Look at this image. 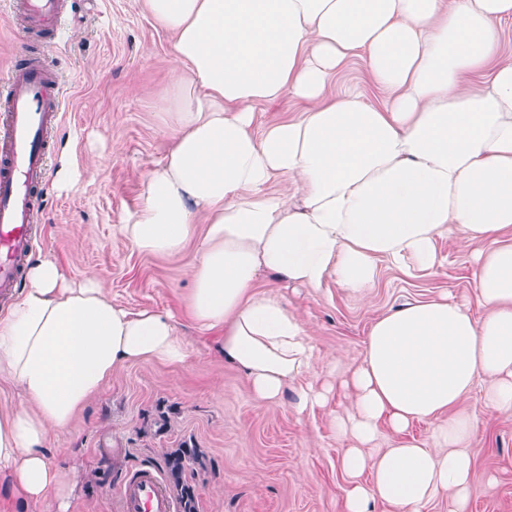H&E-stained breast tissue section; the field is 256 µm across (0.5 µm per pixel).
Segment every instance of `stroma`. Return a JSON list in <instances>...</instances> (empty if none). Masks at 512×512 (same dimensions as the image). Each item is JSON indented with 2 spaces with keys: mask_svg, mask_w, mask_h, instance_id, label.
Returning <instances> with one entry per match:
<instances>
[{
  "mask_svg": "<svg viewBox=\"0 0 512 512\" xmlns=\"http://www.w3.org/2000/svg\"><path fill=\"white\" fill-rule=\"evenodd\" d=\"M41 42L21 37L8 0H0V76L25 45ZM172 56L170 34L153 22L143 0H74L52 58L64 80L65 107L51 133L33 252L52 257L74 279L95 273L126 308L172 314L189 349L181 364L119 366L70 430L53 437V461L77 471L69 512H118L115 490L132 470H163L164 452L185 441L206 459L194 480L198 512H343L347 478L337 460L346 444L331 423L332 414L353 403L343 377L361 363L375 317L404 301L467 297L472 315L481 318L472 249L456 236L442 237L437 272L410 279L386 271L362 299L332 283L286 288L275 276L264 277L262 287L284 292L312 329L311 380L333 390L326 407L308 414L290 403L257 400L244 374L221 355L219 337L199 334L188 317L193 248L178 256L144 255L118 229L169 148L159 104L176 77ZM66 143L78 172L63 187L58 170ZM462 407L479 417L471 512H512V415L485 411L478 387Z\"/></svg>",
  "mask_w": 512,
  "mask_h": 512,
  "instance_id": "stroma-1",
  "label": "stroma"
}]
</instances>
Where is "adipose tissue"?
<instances>
[{
  "instance_id": "ef3b65f1",
  "label": "adipose tissue",
  "mask_w": 512,
  "mask_h": 512,
  "mask_svg": "<svg viewBox=\"0 0 512 512\" xmlns=\"http://www.w3.org/2000/svg\"><path fill=\"white\" fill-rule=\"evenodd\" d=\"M174 37V86L163 99L169 149L119 230L140 253L188 243L196 330L220 332L225 360L252 394L281 403L301 381L299 412L325 407L305 383L313 331L285 295L259 288L333 282L355 296L383 268L417 278L441 264L438 238L472 245L474 319L452 297L415 300L377 317L350 376L352 412L335 417L352 448L344 512H422L449 499L470 512L476 414L460 411L479 379L486 410L512 414V59L498 26L512 0H144ZM363 59L383 103L358 88L328 95ZM288 96L297 116L259 125L257 104ZM285 179L295 196L268 186ZM187 345L170 315L115 303L92 273L72 280L53 259L31 263L0 311V381L17 404L0 410V490L34 512L74 485L51 460L122 363L180 364ZM430 423L428 442L406 438ZM397 439L374 450L380 425Z\"/></svg>"
}]
</instances>
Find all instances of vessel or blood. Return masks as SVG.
<instances>
[{
    "instance_id": "b4317fda",
    "label": "vessel or blood",
    "mask_w": 512,
    "mask_h": 512,
    "mask_svg": "<svg viewBox=\"0 0 512 512\" xmlns=\"http://www.w3.org/2000/svg\"><path fill=\"white\" fill-rule=\"evenodd\" d=\"M69 0H10L22 35L42 34V49L10 68L0 80V294L17 284L35 240L41 207L38 188L48 175V134L61 120L62 82L47 57L61 41ZM120 512H176L160 474L135 470L118 488Z\"/></svg>"
}]
</instances>
